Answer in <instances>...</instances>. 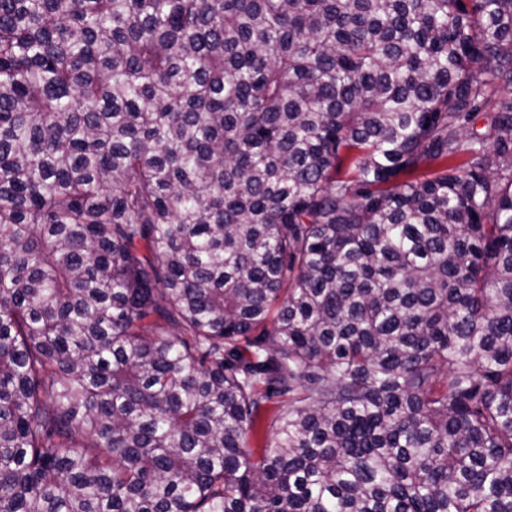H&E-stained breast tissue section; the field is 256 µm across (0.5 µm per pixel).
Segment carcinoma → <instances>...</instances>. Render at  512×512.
Here are the masks:
<instances>
[{
    "label": "carcinoma",
    "instance_id": "carcinoma-1",
    "mask_svg": "<svg viewBox=\"0 0 512 512\" xmlns=\"http://www.w3.org/2000/svg\"><path fill=\"white\" fill-rule=\"evenodd\" d=\"M0 512H512V0H0Z\"/></svg>",
    "mask_w": 512,
    "mask_h": 512
}]
</instances>
